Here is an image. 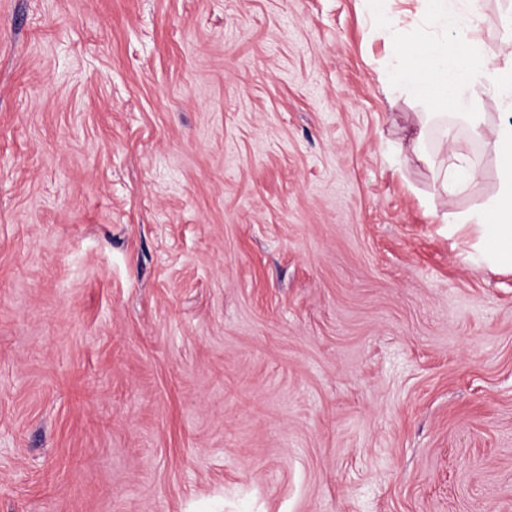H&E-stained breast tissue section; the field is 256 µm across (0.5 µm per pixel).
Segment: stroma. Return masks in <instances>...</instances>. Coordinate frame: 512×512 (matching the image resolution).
I'll list each match as a JSON object with an SVG mask.
<instances>
[{"mask_svg": "<svg viewBox=\"0 0 512 512\" xmlns=\"http://www.w3.org/2000/svg\"><path fill=\"white\" fill-rule=\"evenodd\" d=\"M425 28L0 0V512H512V269L451 222L495 158L384 92ZM481 178V170L469 153L459 147H452L448 158L437 168L436 179L441 192L455 196Z\"/></svg>", "mask_w": 512, "mask_h": 512, "instance_id": "35a3bbf8", "label": "stroma"}]
</instances>
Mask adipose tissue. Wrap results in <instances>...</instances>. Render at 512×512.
I'll return each mask as SVG.
<instances>
[{
  "instance_id": "1",
  "label": "adipose tissue",
  "mask_w": 512,
  "mask_h": 512,
  "mask_svg": "<svg viewBox=\"0 0 512 512\" xmlns=\"http://www.w3.org/2000/svg\"><path fill=\"white\" fill-rule=\"evenodd\" d=\"M427 34L410 48H397L386 77L390 91L454 113L466 115L474 134L491 149L496 160L497 190L480 208L460 214V225H475L481 257L512 268V41L496 58H489L479 37L480 20L473 12L455 13L454 0H421ZM493 95L502 111L496 124H485L475 103L480 94ZM481 177L469 153L452 148L437 168L444 195L454 196Z\"/></svg>"
}]
</instances>
